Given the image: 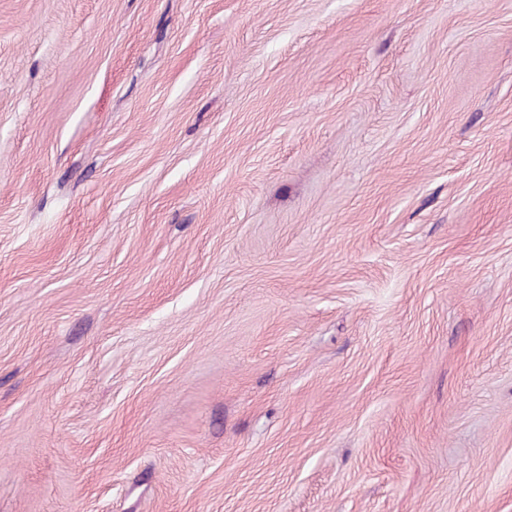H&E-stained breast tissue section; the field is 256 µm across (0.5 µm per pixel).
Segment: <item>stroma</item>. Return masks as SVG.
Returning <instances> with one entry per match:
<instances>
[{
    "mask_svg": "<svg viewBox=\"0 0 512 512\" xmlns=\"http://www.w3.org/2000/svg\"><path fill=\"white\" fill-rule=\"evenodd\" d=\"M0 512H512V0H0Z\"/></svg>",
    "mask_w": 512,
    "mask_h": 512,
    "instance_id": "1",
    "label": "stroma"
}]
</instances>
